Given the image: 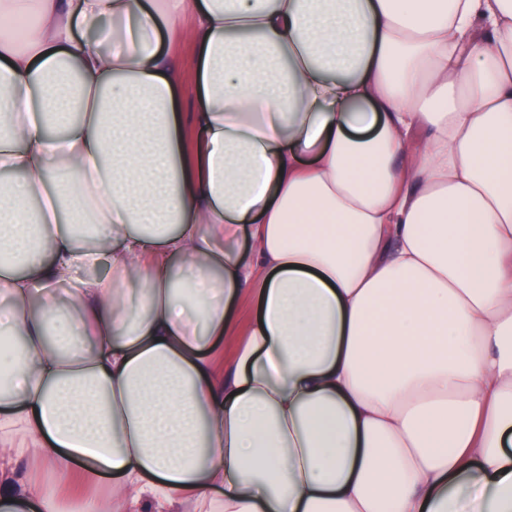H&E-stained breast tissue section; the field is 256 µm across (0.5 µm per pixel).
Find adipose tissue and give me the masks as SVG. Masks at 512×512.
Here are the masks:
<instances>
[{
	"label": "adipose tissue",
	"instance_id": "1",
	"mask_svg": "<svg viewBox=\"0 0 512 512\" xmlns=\"http://www.w3.org/2000/svg\"><path fill=\"white\" fill-rule=\"evenodd\" d=\"M0 169V512H512V0H0ZM193 20L186 14L178 33L173 37L168 32L162 34L161 48L164 51H174L179 56L186 93L181 100V112H194L197 101L192 94V85L195 80L196 49L191 38Z\"/></svg>",
	"mask_w": 512,
	"mask_h": 512
}]
</instances>
